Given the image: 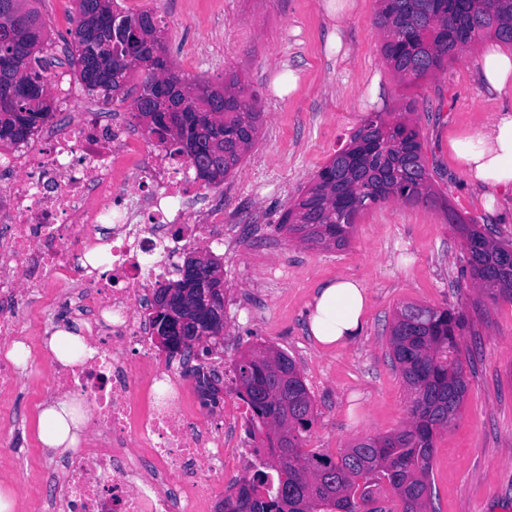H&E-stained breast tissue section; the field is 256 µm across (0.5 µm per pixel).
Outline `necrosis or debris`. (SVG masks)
<instances>
[{"mask_svg":"<svg viewBox=\"0 0 512 512\" xmlns=\"http://www.w3.org/2000/svg\"><path fill=\"white\" fill-rule=\"evenodd\" d=\"M190 171L184 156L141 142L132 125L104 124L91 112L0 152L8 236L0 249V422L27 373L48 376L54 392L91 408L77 448L59 464L15 472L24 484L56 483L51 512H204L202 478L249 461L237 435L249 406L230 403L216 433L197 415L188 371L150 358L153 277L174 272L184 247L224 239L223 209L188 221L187 204L202 190ZM171 224L184 233L169 236ZM103 252L106 270L94 264ZM64 297L81 333L108 336L111 349L72 365L36 359L44 342L34 326ZM17 342L34 354L26 364L5 352Z\"/></svg>","mask_w":512,"mask_h":512,"instance_id":"1","label":"necrosis or debris"}]
</instances>
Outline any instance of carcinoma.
<instances>
[{
	"label": "carcinoma",
	"mask_w": 512,
	"mask_h": 512,
	"mask_svg": "<svg viewBox=\"0 0 512 512\" xmlns=\"http://www.w3.org/2000/svg\"><path fill=\"white\" fill-rule=\"evenodd\" d=\"M10 26V42L0 41V141H26L53 118L47 47L49 30L36 0H0ZM77 25L68 31L66 61L87 93L107 104L112 90L140 79L137 97L163 78L173 112V132L159 142L189 158L198 178L218 186L252 148L261 123L257 99L235 74L220 85L192 80L173 66L146 55L150 39L166 53L163 28L151 10L125 13L118 0H72ZM376 24L383 30L382 53L401 81L413 83L444 69L480 33L512 46V0H379ZM224 151L221 175L204 172L208 151ZM359 163L361 174L336 180V166H323L301 198L282 215L280 229L303 244L334 239L349 243L364 210L391 198L439 204L462 239L465 271L488 297L512 300V269L502 257L511 242L496 241L479 224H469L448 207L431 186L419 132L407 120L377 112L343 148ZM205 270L216 287L213 299L224 308L220 264L210 258ZM188 283L179 279L155 289L154 296L176 288L172 303L181 306ZM465 328L463 315L446 308L407 304L395 311L389 347L411 393L410 420L401 430L363 439L330 456L303 454L305 436L315 421L314 404L294 361L273 347H255L234 363L240 395L252 408L251 437L267 447L268 462L252 477L235 483L222 512H360L372 490L389 486L400 512H432L429 474L438 432L459 412L468 382L458 358ZM288 425V441L278 428Z\"/></svg>",
	"instance_id": "cac0c4a2"
}]
</instances>
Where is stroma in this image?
I'll use <instances>...</instances> for the list:
<instances>
[{"label":"stroma","instance_id":"35a3bbf8","mask_svg":"<svg viewBox=\"0 0 512 512\" xmlns=\"http://www.w3.org/2000/svg\"><path fill=\"white\" fill-rule=\"evenodd\" d=\"M128 11L154 10L177 70L213 84L237 74L263 113L258 137L237 170L207 187L194 211L224 209V245H192L224 273V336L206 342L200 362L216 374L240 355L268 345L288 354L317 411L304 450L335 454L367 437L400 430L411 398L388 345L398 306L413 303L463 313L464 404L435 438L430 481L436 512H512V302L494 300L464 276L465 254L446 215L454 210L512 241V197L489 222L480 194L466 185L448 153V131L473 130L512 107V90L487 95L474 64L480 37L436 75L406 84L381 53L378 0H357L343 47L328 55L332 21L321 0H129ZM295 72L297 85L281 90ZM432 185L447 207L390 200L364 211L342 249H309L280 230L281 216L314 175L375 112L400 115L408 100ZM354 278L368 290L365 329L348 347L323 348L308 334L317 286ZM45 388L21 383L15 409L27 461L45 462L39 413Z\"/></svg>","mask_w":512,"mask_h":512}]
</instances>
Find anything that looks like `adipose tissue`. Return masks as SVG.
Wrapping results in <instances>:
<instances>
[{
    "instance_id": "1",
    "label": "adipose tissue",
    "mask_w": 512,
    "mask_h": 512,
    "mask_svg": "<svg viewBox=\"0 0 512 512\" xmlns=\"http://www.w3.org/2000/svg\"><path fill=\"white\" fill-rule=\"evenodd\" d=\"M476 73L486 93H503L512 87V51L489 44ZM448 151L467 182L481 190L487 211H494L499 196L512 194V108L500 110L474 130L449 131ZM368 299L365 286L353 278L319 284L308 313L312 339L322 346L353 342L364 329ZM81 424L71 398L57 399L41 412V441L53 450L75 447Z\"/></svg>"
}]
</instances>
